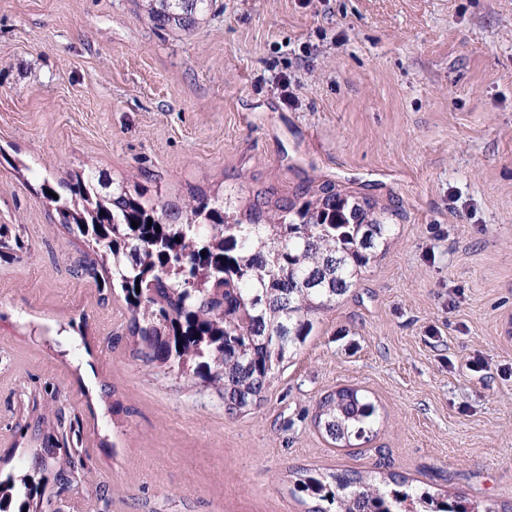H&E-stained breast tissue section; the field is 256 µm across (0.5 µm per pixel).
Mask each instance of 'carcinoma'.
<instances>
[{
    "mask_svg": "<svg viewBox=\"0 0 512 512\" xmlns=\"http://www.w3.org/2000/svg\"><path fill=\"white\" fill-rule=\"evenodd\" d=\"M156 2V28L189 30L212 0ZM42 195L57 222L100 257L109 286L121 289L136 353L165 375L200 378L231 416L260 406L313 318L355 285L392 232L369 203L332 185L314 199L279 200L273 212L258 196L237 215L220 195L197 192L175 203L137 183L110 189L86 163L55 186L44 180ZM23 248L0 224V257ZM376 420L374 403L353 387L325 394L313 417L338 447L370 441ZM48 457L69 481L70 455L46 448L30 471L0 475V512H42ZM295 487L317 502L311 512H477L393 474L377 483L306 469Z\"/></svg>",
    "mask_w": 512,
    "mask_h": 512,
    "instance_id": "carcinoma-1",
    "label": "carcinoma"
}]
</instances>
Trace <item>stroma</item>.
Listing matches in <instances>:
<instances>
[{
  "mask_svg": "<svg viewBox=\"0 0 512 512\" xmlns=\"http://www.w3.org/2000/svg\"><path fill=\"white\" fill-rule=\"evenodd\" d=\"M93 163L165 199L272 201L331 183L391 238L321 312L260 407L231 416L137 358L120 290L43 179ZM0 472L77 424L47 512H309L293 471L395 472L512 512V0H0ZM370 442L315 427L339 387ZM158 5L151 9L150 21L158 29L176 27L191 29L200 16L211 6L212 0H155ZM376 420L374 403L353 387H341L325 394L313 417L315 426L338 447L370 441Z\"/></svg>",
  "mask_w": 512,
  "mask_h": 512,
  "instance_id": "1",
  "label": "stroma"
}]
</instances>
